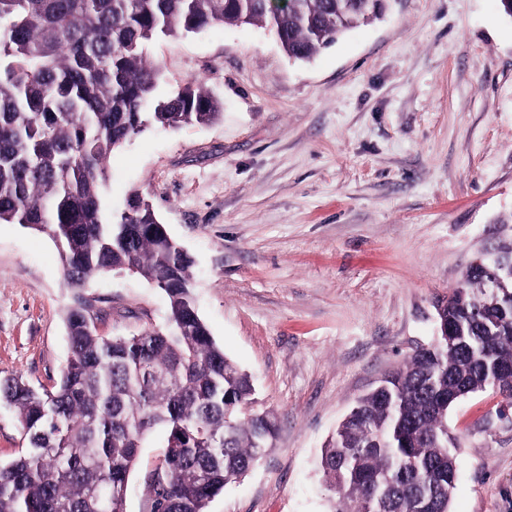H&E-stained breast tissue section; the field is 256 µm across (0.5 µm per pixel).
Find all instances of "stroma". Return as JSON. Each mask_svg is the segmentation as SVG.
<instances>
[{
	"instance_id": "35a3bbf8",
	"label": "stroma",
	"mask_w": 512,
	"mask_h": 512,
	"mask_svg": "<svg viewBox=\"0 0 512 512\" xmlns=\"http://www.w3.org/2000/svg\"><path fill=\"white\" fill-rule=\"evenodd\" d=\"M161 92L223 102L206 127L155 124L114 150L104 200L152 204L194 260L198 312L251 374L273 447L208 512H327L322 449L358 397L434 341L437 298L512 233V18L499 0H389L384 15L288 59L275 36L224 25L147 46ZM102 334L163 325L168 299L110 272L67 288L53 239L0 224V382L56 381L65 313ZM460 467L449 512H512V408L478 392L448 411ZM154 434L128 479L145 512Z\"/></svg>"
}]
</instances>
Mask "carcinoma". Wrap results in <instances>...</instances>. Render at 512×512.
I'll return each instance as SVG.
<instances>
[{"mask_svg":"<svg viewBox=\"0 0 512 512\" xmlns=\"http://www.w3.org/2000/svg\"><path fill=\"white\" fill-rule=\"evenodd\" d=\"M365 0H0V224L47 232L65 281L128 269L168 298L163 326L132 336L98 332L87 302L66 315L70 355L49 389L13 379L0 400L17 412L25 448L0 462V512H125L128 476L155 431L149 512H207L224 487L259 464L274 437L267 412L245 414L251 377L200 318L193 260L155 224L138 192L105 217L109 154L149 123L208 126L223 103L199 83L156 96L159 35L249 24L272 32L288 58L309 62L372 18ZM512 258V238L487 250ZM469 346L432 344L390 373L388 389L358 399L322 449L331 512H448V383L469 394L488 379V352L512 364V289L481 267L441 301Z\"/></svg>","mask_w":512,"mask_h":512,"instance_id":"cac0c4a2","label":"carcinoma"}]
</instances>
